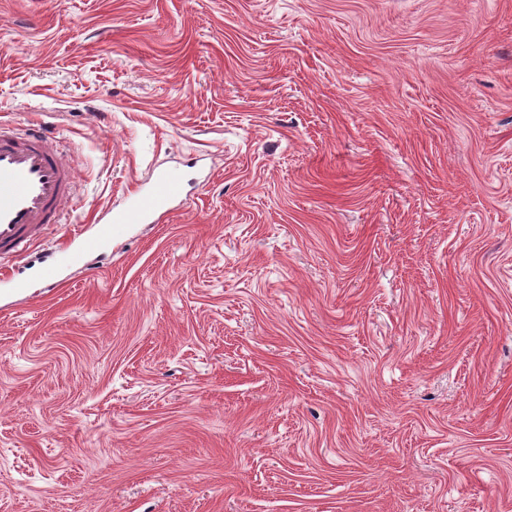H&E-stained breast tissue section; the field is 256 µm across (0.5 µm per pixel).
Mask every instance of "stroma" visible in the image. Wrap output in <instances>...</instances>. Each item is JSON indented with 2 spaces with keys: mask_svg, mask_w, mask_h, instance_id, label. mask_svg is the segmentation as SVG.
I'll use <instances>...</instances> for the list:
<instances>
[{
  "mask_svg": "<svg viewBox=\"0 0 512 512\" xmlns=\"http://www.w3.org/2000/svg\"><path fill=\"white\" fill-rule=\"evenodd\" d=\"M38 120L80 180L0 266V512H512V0H0ZM184 173L177 168L158 170L151 180L140 185L127 197V203L118 210H112L107 218H93L91 232L81 235L77 246L52 251V261L43 267V279L56 286L58 270L65 264H77L87 253L107 247L112 240L124 236L131 224L150 223L156 216L175 210L184 190Z\"/></svg>",
  "mask_w": 512,
  "mask_h": 512,
  "instance_id": "stroma-1",
  "label": "stroma"
}]
</instances>
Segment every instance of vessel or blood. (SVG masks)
I'll list each match as a JSON object with an SVG mask.
<instances>
[{
  "instance_id": "b4317fda",
  "label": "vessel or blood",
  "mask_w": 512,
  "mask_h": 512,
  "mask_svg": "<svg viewBox=\"0 0 512 512\" xmlns=\"http://www.w3.org/2000/svg\"><path fill=\"white\" fill-rule=\"evenodd\" d=\"M78 175L67 153L56 148L43 125L23 132L0 127V263L32 246L42 231L60 223L62 208L76 190ZM185 176L175 168L158 170L129 194L124 207L94 219L91 232L76 247L52 251L43 278L56 282L58 270L124 236L130 225L145 224L173 211L184 190Z\"/></svg>"
}]
</instances>
